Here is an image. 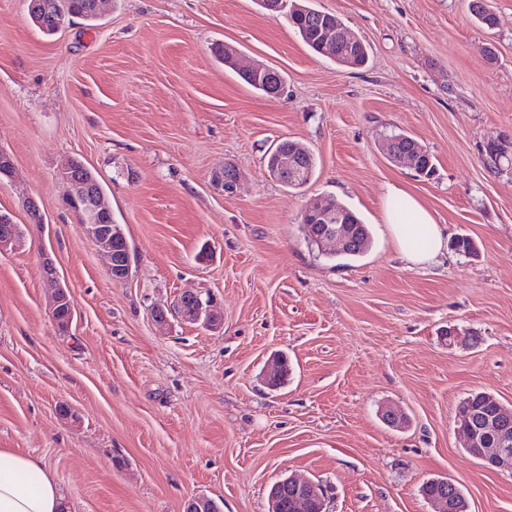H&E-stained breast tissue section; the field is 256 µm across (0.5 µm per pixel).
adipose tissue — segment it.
<instances>
[{
  "instance_id": "obj_1",
  "label": "adipose tissue",
  "mask_w": 512,
  "mask_h": 512,
  "mask_svg": "<svg viewBox=\"0 0 512 512\" xmlns=\"http://www.w3.org/2000/svg\"><path fill=\"white\" fill-rule=\"evenodd\" d=\"M386 222L401 257L411 265L434 263L448 234L415 195L398 186L387 192ZM63 494L41 459L0 449V512H61Z\"/></svg>"
}]
</instances>
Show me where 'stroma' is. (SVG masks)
Wrapping results in <instances>:
<instances>
[{
    "mask_svg": "<svg viewBox=\"0 0 512 512\" xmlns=\"http://www.w3.org/2000/svg\"><path fill=\"white\" fill-rule=\"evenodd\" d=\"M486 2L491 29L468 0H312L368 45L354 69L257 0H104L96 25L52 36L25 0H0V150L15 167L0 212L22 230L0 254V448L42 459L66 512H183L198 494L267 512L290 475L321 483L329 512H432L421 487L442 478L468 512H512V468L485 470L454 432L470 393L512 406V0ZM219 44L279 71L283 94L225 68ZM399 133L432 155L431 177L388 160ZM284 139L315 159L297 189L265 167ZM72 159L124 229L126 281L63 205ZM227 165L232 195L214 180ZM391 184L475 255L407 263ZM320 197L367 224L363 255L308 245L301 215ZM46 253L75 305L65 331ZM184 292L212 300L215 326L155 321ZM278 355L290 374L273 389ZM389 406L401 427L382 421Z\"/></svg>",
    "mask_w": 512,
    "mask_h": 512,
    "instance_id": "35a3bbf8",
    "label": "stroma"
}]
</instances>
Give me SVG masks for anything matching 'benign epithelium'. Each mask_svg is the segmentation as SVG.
I'll return each mask as SVG.
<instances>
[{
    "instance_id": "obj_1",
    "label": "benign epithelium",
    "mask_w": 512,
    "mask_h": 512,
    "mask_svg": "<svg viewBox=\"0 0 512 512\" xmlns=\"http://www.w3.org/2000/svg\"><path fill=\"white\" fill-rule=\"evenodd\" d=\"M388 158L395 164H407L414 171H419L421 147H413L409 151H398L393 148V141H387ZM270 175L277 179L288 175L293 181H302L309 177V168L299 164V159L292 153L275 152V161L270 165ZM68 184V192L63 200L65 207L76 211L81 224L88 235L107 257L112 280L123 282L128 279L131 271V251L127 239L117 233L111 224L101 223L103 213L110 210L107 203L98 198L91 182L79 184L77 179L62 173ZM303 217H313L318 222V232L314 241L321 251L340 252L356 243V225L347 223L346 217L339 208L320 203L306 208ZM20 225L0 213V253L13 249L20 243ZM194 322L213 325L210 304L200 296L191 295ZM74 310L70 293L65 287H56L50 306L54 323L64 308ZM455 432L463 439L465 447L473 456L480 460L489 471L512 466V411L503 409L496 417L488 418L479 423L456 421ZM289 495L293 512H325V492L317 483L310 480L288 476L273 484L270 491V505H278L282 494ZM458 489L451 493H433L426 499L433 507V512H456Z\"/></svg>"
}]
</instances>
